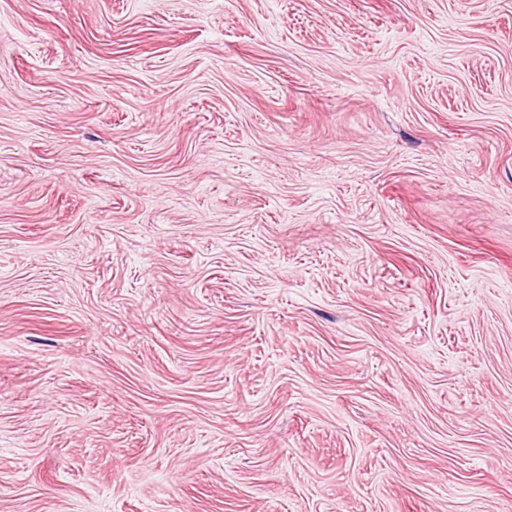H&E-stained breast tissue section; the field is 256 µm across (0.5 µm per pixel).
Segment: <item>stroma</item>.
<instances>
[{
	"mask_svg": "<svg viewBox=\"0 0 512 512\" xmlns=\"http://www.w3.org/2000/svg\"><path fill=\"white\" fill-rule=\"evenodd\" d=\"M0 512H512V0H0Z\"/></svg>",
	"mask_w": 512,
	"mask_h": 512,
	"instance_id": "1",
	"label": "stroma"
}]
</instances>
